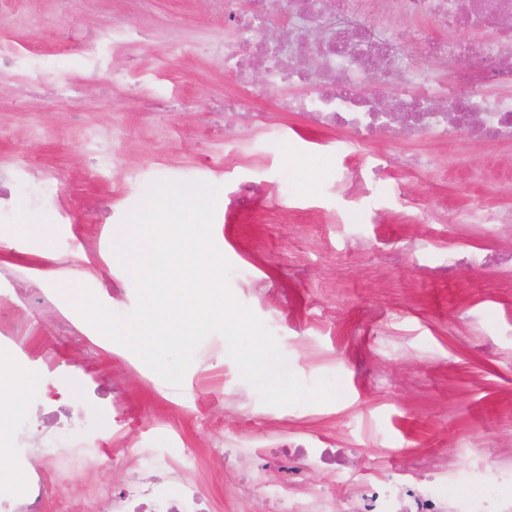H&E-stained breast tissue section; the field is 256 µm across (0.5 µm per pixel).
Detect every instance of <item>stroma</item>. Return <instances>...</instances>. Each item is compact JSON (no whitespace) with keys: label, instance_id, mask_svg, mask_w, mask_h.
<instances>
[{"label":"stroma","instance_id":"35a3bbf8","mask_svg":"<svg viewBox=\"0 0 512 512\" xmlns=\"http://www.w3.org/2000/svg\"><path fill=\"white\" fill-rule=\"evenodd\" d=\"M393 39L401 77L381 81L386 98L418 81L457 89L459 64L419 59L408 39L449 33L428 19L371 13ZM135 26L136 39L89 69L106 27ZM474 45L494 28L450 33ZM231 39L222 0H0V49L49 59L31 76L0 67V168L11 209L0 214V354L33 379L31 414L16 419L14 445L93 451L90 469L51 471L60 496L103 512L143 457L179 456L200 479L213 512H263L241 497L224 465L228 448H359L399 475L417 454L447 457L464 471L449 498L495 490L491 463L512 456V145L458 133L448 144L422 136L366 143L283 112L275 95L255 98L224 71ZM76 102L61 98L66 86ZM235 95L266 122L244 127L224 112ZM429 153L437 169H392L352 198L342 171L376 157ZM258 156L257 167L239 164ZM155 181H205L219 194L212 234L231 266L235 297L275 334L288 371L305 387L320 380L327 403H263L219 334L196 349L181 387L143 368L132 351L93 345L89 325L64 308L59 287L109 295L121 317L136 305L129 272L110 257L113 230L142 208ZM57 227L52 258L16 236L18 218ZM95 423H59L46 394Z\"/></svg>","mask_w":512,"mask_h":512}]
</instances>
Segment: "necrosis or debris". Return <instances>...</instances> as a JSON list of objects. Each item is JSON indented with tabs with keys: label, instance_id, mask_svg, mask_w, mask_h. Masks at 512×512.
<instances>
[{
	"label": "necrosis or debris",
	"instance_id": "1",
	"mask_svg": "<svg viewBox=\"0 0 512 512\" xmlns=\"http://www.w3.org/2000/svg\"><path fill=\"white\" fill-rule=\"evenodd\" d=\"M352 0H260L256 9L240 14L235 0H224V22L234 35L233 47L224 51V70L230 74L250 62H258L265 75L264 91L303 88L300 98L286 101L289 112H300L325 127L369 140L380 129H397L448 140L466 129L490 142L512 143V103L487 98L491 83L512 84V28L499 30L486 49L485 66L463 69L459 90L437 94L420 84L395 101L390 111L370 108L364 93L369 78L399 67L393 40L382 37L368 24L346 19ZM406 15L430 17L455 29L492 23L512 17V0H396ZM282 17L285 38L269 41L265 35L274 17ZM306 50L322 74L342 73L343 88L316 83L313 75L286 64L285 56ZM274 456L288 460L284 476L277 482L251 477L241 492L259 494L269 512H512L507 497H460L448 499L439 486L445 467L438 459L419 455L411 470L427 473L417 485L390 484L373 478L357 493L337 498L331 484L310 486L305 472L333 468L337 479L350 480L345 448H277ZM148 465L166 471V478L131 476L118 496L107 499V512H208L207 496L198 481L186 477L179 460L171 455L152 456ZM180 484V496H172L171 484ZM48 472L29 475L19 491L0 492V512H43L48 498Z\"/></svg>",
	"mask_w": 512,
	"mask_h": 512
}]
</instances>
